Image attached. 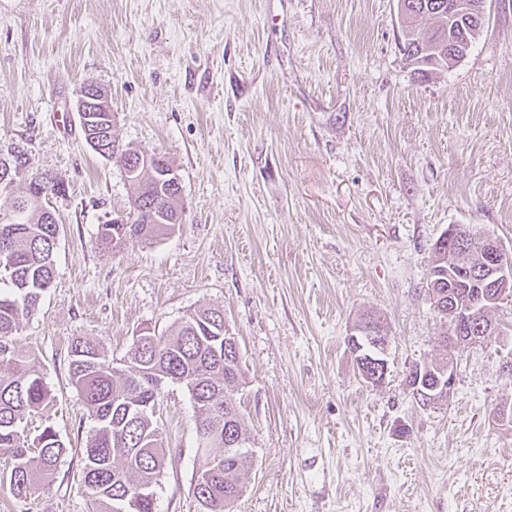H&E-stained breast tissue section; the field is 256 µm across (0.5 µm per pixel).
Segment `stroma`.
<instances>
[{"label": "stroma", "instance_id": "obj_1", "mask_svg": "<svg viewBox=\"0 0 512 512\" xmlns=\"http://www.w3.org/2000/svg\"><path fill=\"white\" fill-rule=\"evenodd\" d=\"M470 52L421 73L397 0H0V157L64 192L53 282L14 338L54 400L27 430L69 448L50 489H0V512H88L92 426L68 372L78 337L126 357L190 310L217 306L239 346L252 459L232 512H512V299L460 347L447 400L408 374L444 350L427 293L449 226L512 254V0H487ZM110 90L122 146L167 157L184 224L104 250L130 210L121 166L86 143L81 86ZM381 316L388 372L363 381L348 336ZM156 512H198L193 401L166 385Z\"/></svg>", "mask_w": 512, "mask_h": 512}]
</instances>
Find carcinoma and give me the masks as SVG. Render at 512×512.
<instances>
[{
	"label": "carcinoma",
	"mask_w": 512,
	"mask_h": 512,
	"mask_svg": "<svg viewBox=\"0 0 512 512\" xmlns=\"http://www.w3.org/2000/svg\"><path fill=\"white\" fill-rule=\"evenodd\" d=\"M432 3L435 20L426 30H402L401 47L416 70L450 68L464 55L435 59L433 44L441 37L475 43L484 24L466 25V15L448 12V0H405L410 16H420L421 2ZM105 110L80 113L84 138L107 132ZM96 153L122 164L125 153L112 151V141L97 142ZM33 182L16 196L11 210H0L12 222H0V457L11 460L6 481L16 498L42 490L66 453V446L52 427L35 437L26 432V417L48 408L51 390L45 377L26 354L15 349L14 336L24 321L39 309L54 278V254L59 225L44 212L24 207ZM131 210L127 223L110 220L100 225L98 242L104 249L135 234L146 242L172 235L183 224L182 196L145 174L129 182ZM218 307L191 311L165 336L137 337L128 359L106 357L99 344L78 338L70 345L69 375L81 395L93 426L81 454L82 483L91 512H121L123 497L142 488L135 512H155L152 488L165 466L163 438L151 410L161 386L184 387L198 412L197 433L223 450L220 457L201 459L204 474L197 475L194 497L200 512H230L226 505L242 492L241 473L250 460L248 452L224 447L226 418L236 432L251 439L242 426L234 394L242 384L241 368L224 351V333L210 323Z\"/></svg>",
	"instance_id": "1"
}]
</instances>
